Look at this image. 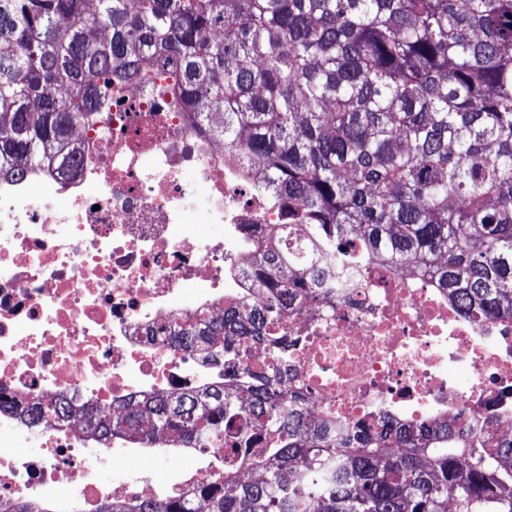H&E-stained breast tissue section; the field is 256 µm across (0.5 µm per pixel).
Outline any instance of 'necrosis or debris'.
Returning <instances> with one entry per match:
<instances>
[{"label": "necrosis or debris", "mask_w": 512, "mask_h": 512, "mask_svg": "<svg viewBox=\"0 0 512 512\" xmlns=\"http://www.w3.org/2000/svg\"><path fill=\"white\" fill-rule=\"evenodd\" d=\"M72 170L29 167L0 179V501L97 512L113 499L168 500L149 467L126 461L140 441L103 444L82 410H142L147 398L275 363L263 342L215 362L166 330L262 307L247 239L279 215L257 166L243 163L148 86L74 131ZM220 224L213 237L191 225ZM327 300L286 303L288 375L302 412L337 437L357 425H447L470 448L512 441V324L463 314L432 285L377 264L329 268ZM68 417L33 420L36 405ZM218 442L166 455L191 483L257 472ZM111 479H104V470Z\"/></svg>", "instance_id": "4bbe7bcc"}]
</instances>
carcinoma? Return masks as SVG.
<instances>
[{"instance_id": "cac0c4a2", "label": "carcinoma", "mask_w": 512, "mask_h": 512, "mask_svg": "<svg viewBox=\"0 0 512 512\" xmlns=\"http://www.w3.org/2000/svg\"><path fill=\"white\" fill-rule=\"evenodd\" d=\"M87 4L0 0V175L76 165L75 126L148 83L258 157L281 215L250 243L261 324L243 304L230 323L287 352L281 306L320 295L308 270L321 257L397 272L412 259L463 313L512 322V0H97L68 23ZM169 334L224 351L222 321ZM237 377L255 395L249 418L215 382L120 419L91 409L85 423L105 443L167 433L203 448L226 435L260 478L226 471L164 504L98 512H512V442L459 448L446 428L338 441L288 414L287 361Z\"/></svg>"}]
</instances>
